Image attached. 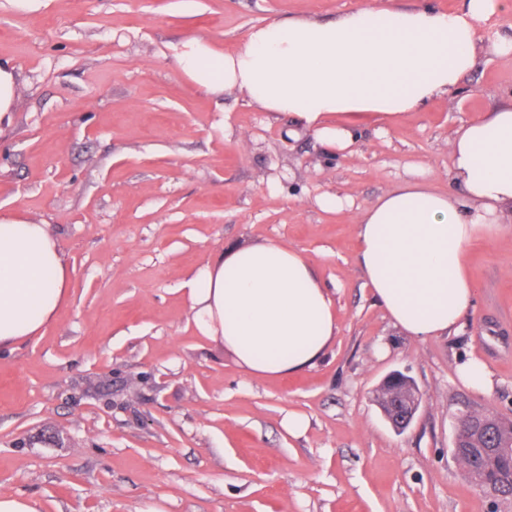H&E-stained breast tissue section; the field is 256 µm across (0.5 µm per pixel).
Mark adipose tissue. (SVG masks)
<instances>
[{"label":"adipose tissue","mask_w":512,"mask_h":512,"mask_svg":"<svg viewBox=\"0 0 512 512\" xmlns=\"http://www.w3.org/2000/svg\"><path fill=\"white\" fill-rule=\"evenodd\" d=\"M512 0H462L457 11L367 0L332 20L290 18L253 27L225 52L193 38L175 48L181 72L219 94L236 87L292 120L331 153L459 92L474 70L481 26ZM453 190L409 182L360 208L357 263L395 327L424 340L459 330L475 287L474 241L512 213V98L462 125L448 142ZM70 268L46 225L0 213V348L43 334L67 296ZM196 329L224 345L247 376L272 378L319 362L337 331L334 300L310 264L278 242L237 247L186 283Z\"/></svg>","instance_id":"adipose-tissue-1"}]
</instances>
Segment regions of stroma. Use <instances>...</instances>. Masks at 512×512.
<instances>
[{
	"label": "stroma",
	"instance_id": "obj_1",
	"mask_svg": "<svg viewBox=\"0 0 512 512\" xmlns=\"http://www.w3.org/2000/svg\"><path fill=\"white\" fill-rule=\"evenodd\" d=\"M365 0H0L17 74L0 128V212L47 225L71 269L43 335L0 351V495L41 512H512L453 455L465 410L512 420V217L468 252L460 332L421 341L364 285L354 216L415 180L440 190L448 140L512 96V56L485 51L458 94L347 156L229 89L180 71L173 47L230 51L254 26L334 18ZM347 199L340 212L317 203ZM301 252L336 304L313 368L252 378L195 329L185 283L235 247ZM482 360L492 384L456 374ZM394 371L424 401L395 432L375 397ZM292 412L306 430L288 433Z\"/></svg>",
	"mask_w": 512,
	"mask_h": 512
}]
</instances>
